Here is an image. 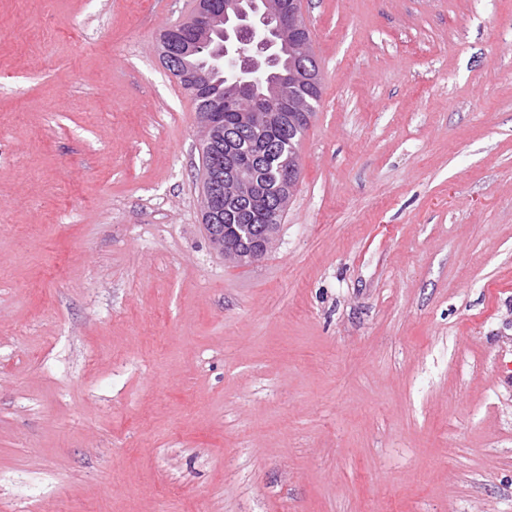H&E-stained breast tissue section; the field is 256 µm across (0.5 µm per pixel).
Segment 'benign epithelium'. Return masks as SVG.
I'll return each instance as SVG.
<instances>
[{
    "label": "benign epithelium",
    "instance_id": "1",
    "mask_svg": "<svg viewBox=\"0 0 512 512\" xmlns=\"http://www.w3.org/2000/svg\"><path fill=\"white\" fill-rule=\"evenodd\" d=\"M283 7V0H253L248 4L243 0H225L224 11L211 17L199 40L188 46V51L194 53L203 46L208 47L214 37H219L221 42L211 51V56L224 71V81L236 87L240 96L245 97L265 82L268 67L279 58L280 48L291 45L307 51L303 41L306 32L303 18L297 17L290 28L282 26L279 17ZM303 75L304 72L294 70L280 73L277 94L264 100L263 105L256 109H240L235 98L226 102V106L237 113L241 128L248 133L260 131L290 111L300 113L308 120L310 114L306 112V104L288 97V89ZM267 153L265 148L257 150L254 164L247 169L239 167L231 155H226L224 183L221 185L212 181L209 171H203L202 222L213 247L225 259L237 264H250L269 251L279 228V216L290 203L297 181H285L284 190L271 208V223L253 226L245 248L240 245V233L232 232L226 224L210 223L211 199L217 192L224 194L229 203L253 202L263 197L259 171L265 164Z\"/></svg>",
    "mask_w": 512,
    "mask_h": 512
}]
</instances>
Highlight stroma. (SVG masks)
Listing matches in <instances>:
<instances>
[{
  "instance_id": "obj_1",
  "label": "stroma",
  "mask_w": 512,
  "mask_h": 512,
  "mask_svg": "<svg viewBox=\"0 0 512 512\" xmlns=\"http://www.w3.org/2000/svg\"><path fill=\"white\" fill-rule=\"evenodd\" d=\"M189 0H0V512H512V0H300L260 260L202 223Z\"/></svg>"
}]
</instances>
